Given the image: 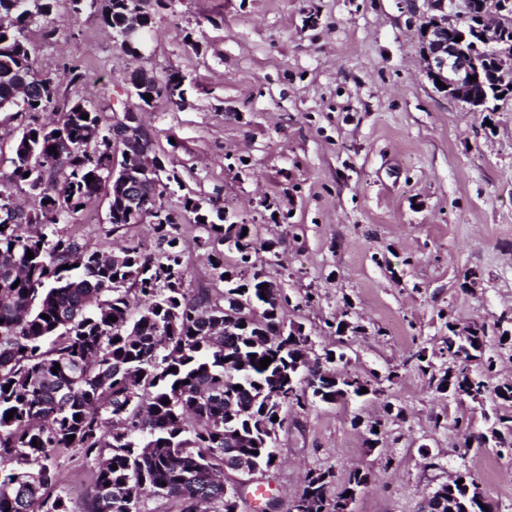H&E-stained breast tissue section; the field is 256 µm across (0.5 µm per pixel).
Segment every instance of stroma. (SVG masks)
I'll return each mask as SVG.
<instances>
[{
  "label": "stroma",
  "instance_id": "1",
  "mask_svg": "<svg viewBox=\"0 0 512 512\" xmlns=\"http://www.w3.org/2000/svg\"><path fill=\"white\" fill-rule=\"evenodd\" d=\"M54 26L50 37L30 27L28 38L44 71L80 66L63 101L108 115L137 105V68L184 76V106L140 107L156 156L179 179L162 204L177 212L190 197L249 225L289 297L286 324L374 388L289 409L277 463L254 474L239 512H257L258 485L275 497L273 512H289L307 471L320 468L334 473L332 499L352 470L370 473L349 512H419L458 470L480 482L491 512H512V456L462 451L455 427L485 431V405L512 416V401L495 393L512 383V336L488 345L498 367L481 402L437 393L419 368L447 370L449 324L512 333V96L473 112L438 92L401 0H169L139 60L91 8L73 19L59 6ZM67 228L91 250L135 242L158 252L150 224H110L103 196ZM179 234L187 286L207 284L198 227L182 221ZM376 420L371 448L365 425Z\"/></svg>",
  "mask_w": 512,
  "mask_h": 512
}]
</instances>
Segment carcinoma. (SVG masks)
I'll list each match as a JSON object with an SVG mask.
<instances>
[{
  "label": "carcinoma",
  "instance_id": "cac0c4a2",
  "mask_svg": "<svg viewBox=\"0 0 512 512\" xmlns=\"http://www.w3.org/2000/svg\"><path fill=\"white\" fill-rule=\"evenodd\" d=\"M59 2L0 0V16L12 17L0 27V111L20 106L32 116L16 139L7 181L25 184L33 200L22 223L0 230V512H72L66 493L51 494L63 448L78 449L93 464L81 512H146L151 497L176 501L179 512H238L241 498L224 484V465L271 466L276 444L264 443L262 419L303 406L304 383L325 403L378 389L333 369L304 382L295 355L311 338L299 327L267 344L284 324L288 297L265 287L272 280L264 271L242 290L185 287L188 261L177 213L160 207L151 215L156 257L132 244L109 254L90 250L59 228L77 206L102 192L112 196L115 152L112 122L102 113L79 100L58 111L61 81L76 84L82 72L70 67L53 77L32 59L26 32L50 22ZM139 2L102 0L99 21L119 37L135 13L146 30L151 16ZM476 56L474 90L482 94L490 91L494 62ZM184 82L171 73L133 88L146 106L149 94L179 107ZM126 135L152 150L142 124L127 127ZM169 180L132 185L143 197L160 198ZM183 210L202 232L199 244L213 251L215 281L224 283V208L187 197ZM109 222L136 223L131 202L113 200ZM486 338L483 326H448L445 351L454 366L431 373L437 392L474 400L488 390L495 358L485 355ZM266 357L271 363L259 368ZM493 419L494 447L512 449V417L495 412ZM331 477L330 469L306 475L297 512H338L348 501L344 494L370 480L356 470L330 500ZM460 478L463 483L442 488L444 503L455 512H485L466 492L475 477L462 472Z\"/></svg>",
  "mask_w": 512,
  "mask_h": 512
}]
</instances>
